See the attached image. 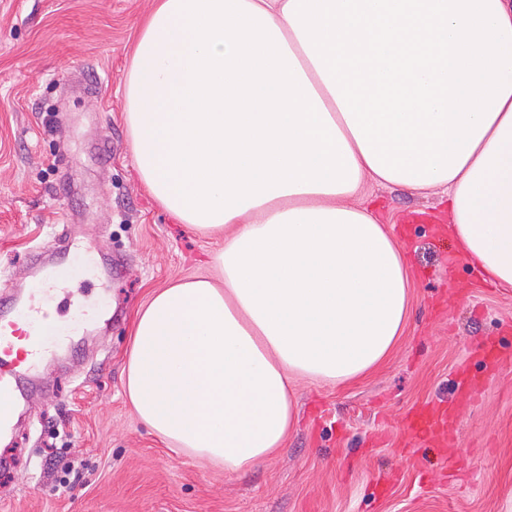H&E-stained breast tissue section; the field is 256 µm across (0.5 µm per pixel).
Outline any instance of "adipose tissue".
Here are the masks:
<instances>
[{
	"label": "adipose tissue",
	"instance_id": "1",
	"mask_svg": "<svg viewBox=\"0 0 512 512\" xmlns=\"http://www.w3.org/2000/svg\"><path fill=\"white\" fill-rule=\"evenodd\" d=\"M134 160L220 282L154 291L125 390L177 455L253 469L293 382L340 385L400 342L411 276L352 199L441 188L448 233L512 288V0H159L125 84Z\"/></svg>",
	"mask_w": 512,
	"mask_h": 512
}]
</instances>
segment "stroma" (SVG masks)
Wrapping results in <instances>:
<instances>
[{
    "label": "stroma",
    "mask_w": 512,
    "mask_h": 512,
    "mask_svg": "<svg viewBox=\"0 0 512 512\" xmlns=\"http://www.w3.org/2000/svg\"><path fill=\"white\" fill-rule=\"evenodd\" d=\"M155 0H0V294L62 236L111 260L103 295L76 261L53 303L106 309L40 372L13 433L0 435V512H512V289L485 286L448 235V201L396 185L359 197L403 247L412 278L405 334L370 375L293 385L297 421L281 451L241 475L171 453L125 394L132 325L151 293L217 278L220 235L176 221L139 179L124 118L125 75ZM111 147L101 157L99 146ZM465 369L482 392L453 447L410 438L414 407L454 404Z\"/></svg>",
    "instance_id": "1"
}]
</instances>
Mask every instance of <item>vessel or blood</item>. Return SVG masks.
<instances>
[{"label":"vessel or blood","mask_w":512,"mask_h":512,"mask_svg":"<svg viewBox=\"0 0 512 512\" xmlns=\"http://www.w3.org/2000/svg\"><path fill=\"white\" fill-rule=\"evenodd\" d=\"M82 256L84 265L99 288H106L112 278L111 265H99L93 252L73 240H61L47 253H34L30 263V279L26 295L0 297V432H10L22 395L23 381L44 362L65 347L92 320L82 310L68 326L46 325L45 309L50 295L60 288L58 271L69 255ZM478 396V388L460 385V401L448 408L431 404L418 406L403 420L405 429L414 437H426L445 443L453 442L455 422L467 405Z\"/></svg>","instance_id":"vessel-or-blood-1"}]
</instances>
